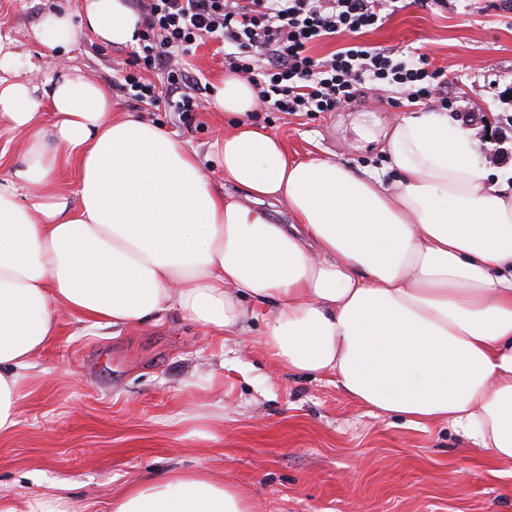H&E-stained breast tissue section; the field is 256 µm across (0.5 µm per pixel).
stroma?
<instances>
[{
  "label": "stroma",
  "mask_w": 512,
  "mask_h": 512,
  "mask_svg": "<svg viewBox=\"0 0 512 512\" xmlns=\"http://www.w3.org/2000/svg\"><path fill=\"white\" fill-rule=\"evenodd\" d=\"M86 0H0V36L31 59L22 80L79 72L104 87L113 112L159 123L198 155L224 190L215 145L229 125L213 107L179 113L134 97L122 75L134 50L88 34L59 57L31 35L39 16ZM361 41L423 56L453 102L472 113L484 166L512 183V0H429L395 10ZM205 98L227 71L210 38L183 55ZM393 89L366 87L334 112L267 114L257 124L292 157H326L392 181L385 132L423 111ZM262 319L221 340L170 313L132 326H92L62 314L35 359L14 433L0 437V497L57 492L68 512H110L113 494L153 473L208 466L240 485L260 512H512V464L463 455L443 423L409 425L351 402L329 374H281L258 344Z\"/></svg>",
  "instance_id": "obj_1"
}]
</instances>
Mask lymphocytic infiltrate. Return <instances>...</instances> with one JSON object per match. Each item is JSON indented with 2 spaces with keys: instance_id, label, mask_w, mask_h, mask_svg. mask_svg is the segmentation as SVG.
I'll use <instances>...</instances> for the list:
<instances>
[{
  "instance_id": "obj_1",
  "label": "lymphocytic infiltrate",
  "mask_w": 512,
  "mask_h": 512,
  "mask_svg": "<svg viewBox=\"0 0 512 512\" xmlns=\"http://www.w3.org/2000/svg\"><path fill=\"white\" fill-rule=\"evenodd\" d=\"M396 0H132L143 32L136 72L124 81L138 98L157 102L148 70L167 64V89L186 83L173 50L188 51L215 37L224 42L228 69L257 91L261 112H333L351 104L365 86L391 87L412 103L448 106L423 59L353 42L376 27ZM346 37L324 59L310 55L314 42Z\"/></svg>"
}]
</instances>
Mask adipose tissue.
Returning a JSON list of instances; mask_svg holds the SVG:
<instances>
[{
	"label": "adipose tissue",
	"mask_w": 512,
	"mask_h": 512,
	"mask_svg": "<svg viewBox=\"0 0 512 512\" xmlns=\"http://www.w3.org/2000/svg\"><path fill=\"white\" fill-rule=\"evenodd\" d=\"M83 29L133 46L141 25L127 0H87L82 22L51 10L32 34L53 51ZM23 66L0 38V124L26 144L0 175V436L18 424L60 312L108 326L176 312L226 338L265 304L259 343L278 368L332 373L370 413L450 424L466 451L512 463V186L481 166L471 129L404 113L386 141L387 183L290 159L249 122L254 87L228 73L215 95L232 120L218 193L194 150L115 115L102 87L65 75L42 92L20 81ZM71 160L72 192L58 178ZM278 206L291 226L272 220ZM111 512L255 508L200 469L142 478Z\"/></svg>",
	"instance_id": "obj_1"
}]
</instances>
